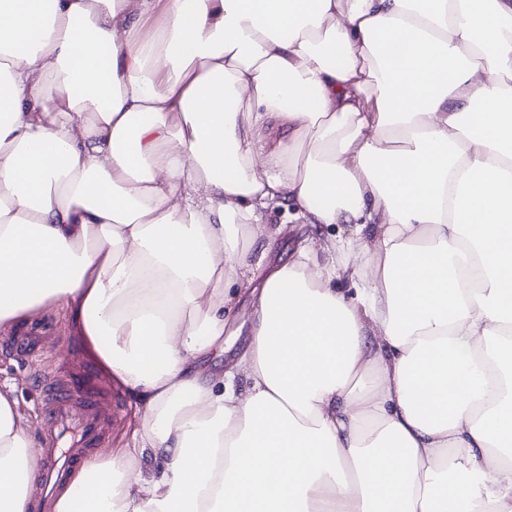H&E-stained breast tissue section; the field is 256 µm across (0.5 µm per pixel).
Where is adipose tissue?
Here are the masks:
<instances>
[{
	"instance_id": "adipose-tissue-1",
	"label": "adipose tissue",
	"mask_w": 512,
	"mask_h": 512,
	"mask_svg": "<svg viewBox=\"0 0 512 512\" xmlns=\"http://www.w3.org/2000/svg\"><path fill=\"white\" fill-rule=\"evenodd\" d=\"M284 201L348 236L267 270ZM55 304L141 425L49 512H512V0H0V325ZM249 295H242L234 305V312L231 319L225 325L224 333V358L220 361H212L207 359V366L212 371H217L224 368V371L234 365L249 342V325L243 324L241 320V313L249 307Z\"/></svg>"
}]
</instances>
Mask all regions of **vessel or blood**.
Returning <instances> with one entry per match:
<instances>
[{
    "label": "vessel or blood",
    "instance_id": "1",
    "mask_svg": "<svg viewBox=\"0 0 512 512\" xmlns=\"http://www.w3.org/2000/svg\"><path fill=\"white\" fill-rule=\"evenodd\" d=\"M43 341L41 327H33L27 335L5 340L6 349L14 355L29 359L35 357ZM44 401L48 411L41 451L47 463L39 477L42 492H51L70 467L72 455L59 452V441L64 433L77 437L82 450L101 446L112 425L120 416L119 397L103 388L96 369L88 363L78 364L71 373L43 381Z\"/></svg>",
    "mask_w": 512,
    "mask_h": 512
}]
</instances>
